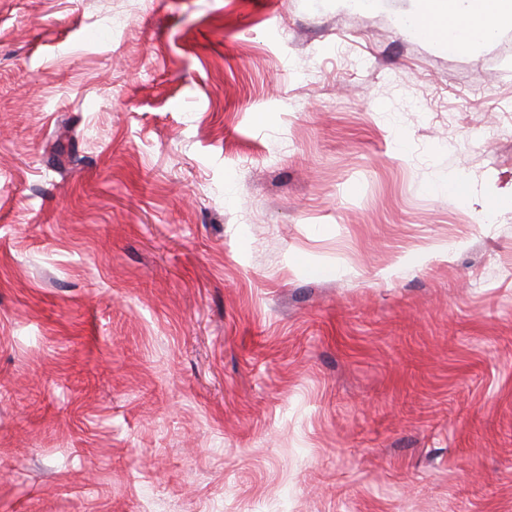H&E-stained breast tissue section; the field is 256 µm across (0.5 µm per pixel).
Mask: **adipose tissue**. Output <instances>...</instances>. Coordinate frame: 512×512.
I'll return each instance as SVG.
<instances>
[{
    "label": "adipose tissue",
    "mask_w": 512,
    "mask_h": 512,
    "mask_svg": "<svg viewBox=\"0 0 512 512\" xmlns=\"http://www.w3.org/2000/svg\"><path fill=\"white\" fill-rule=\"evenodd\" d=\"M512 23V0H421L405 28L455 52L471 49Z\"/></svg>",
    "instance_id": "obj_1"
}]
</instances>
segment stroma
<instances>
[{
	"label": "stroma",
	"mask_w": 512,
	"mask_h": 512,
	"mask_svg": "<svg viewBox=\"0 0 512 512\" xmlns=\"http://www.w3.org/2000/svg\"><path fill=\"white\" fill-rule=\"evenodd\" d=\"M419 8L0 0V512H512V24ZM424 22L427 27L421 31ZM505 23H512L511 0H422L421 10L406 20L404 29L463 52L491 38Z\"/></svg>",
	"instance_id": "1"
}]
</instances>
